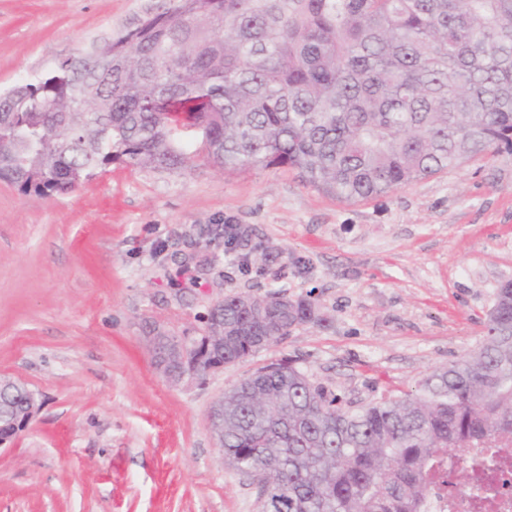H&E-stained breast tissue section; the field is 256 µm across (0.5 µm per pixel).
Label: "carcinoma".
Wrapping results in <instances>:
<instances>
[{"instance_id": "cac0c4a2", "label": "carcinoma", "mask_w": 512, "mask_h": 512, "mask_svg": "<svg viewBox=\"0 0 512 512\" xmlns=\"http://www.w3.org/2000/svg\"><path fill=\"white\" fill-rule=\"evenodd\" d=\"M0 93V180L65 194L118 160L296 169L346 202L512 149V0H171ZM209 355L312 322L310 301L224 296ZM512 434V283L482 345L382 402L342 404L282 360L224 392V464L262 512H429L457 451ZM495 455L461 468L465 484Z\"/></svg>"}]
</instances>
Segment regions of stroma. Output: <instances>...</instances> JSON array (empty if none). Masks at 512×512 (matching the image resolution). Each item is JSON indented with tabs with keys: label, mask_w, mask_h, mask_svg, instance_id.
<instances>
[{
	"label": "stroma",
	"mask_w": 512,
	"mask_h": 512,
	"mask_svg": "<svg viewBox=\"0 0 512 512\" xmlns=\"http://www.w3.org/2000/svg\"><path fill=\"white\" fill-rule=\"evenodd\" d=\"M169 0H0V87ZM231 224L234 240L214 233ZM512 280V153L341 202L298 171L115 162L67 194L0 180V373L41 409L0 447V512H258L210 410L293 360L341 396L415 390L477 349ZM307 298L317 319L206 381L173 384L147 341L190 339L225 295Z\"/></svg>",
	"instance_id": "35a3bbf8"
}]
</instances>
